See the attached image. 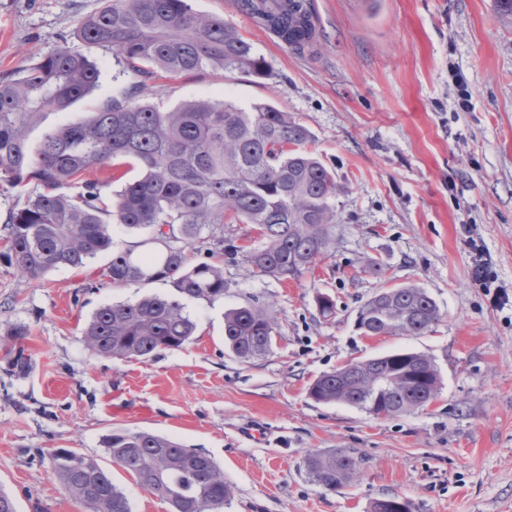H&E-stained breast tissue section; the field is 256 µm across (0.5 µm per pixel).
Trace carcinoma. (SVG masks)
<instances>
[{"label":"carcinoma","instance_id":"cac0c4a2","mask_svg":"<svg viewBox=\"0 0 512 512\" xmlns=\"http://www.w3.org/2000/svg\"><path fill=\"white\" fill-rule=\"evenodd\" d=\"M240 12L264 22L295 49L311 43L309 0H237ZM89 48L110 51L145 79L212 69L267 75L265 61L224 19L200 14L191 0H102L77 30ZM99 70L84 53L63 45L15 77L0 81V181H34L24 206L10 215L7 250L31 279L60 266L80 268L103 252L112 259L102 276L114 288L170 281L182 297L224 298V266L246 264L251 278L297 279L327 254L339 186L305 145L309 130L269 103L246 111L226 101L188 100L172 110L142 99L132 84L81 121L60 126L32 152L27 134L42 112H65L96 87ZM112 169L123 182L110 198L105 183L81 175ZM139 169V177L123 181ZM145 232L142 251L117 248L111 225ZM250 224L260 238L224 233ZM205 256L192 261L191 255ZM440 309L413 285L384 288L358 312L366 336H419ZM278 321L267 306L224 313V348L249 363L272 350ZM197 323L180 301L157 294L105 304L85 326L86 348L99 358L146 359L178 350ZM435 360L399 350L348 363L313 381L309 397L343 402L376 416L411 414L439 394ZM112 462L158 496L170 512H223L232 487L208 455L141 430L115 429L102 441ZM310 478L327 490L346 486L361 471L346 451L312 453ZM53 471L89 512H131L125 494L96 460L73 450L53 455ZM370 512H410L395 495L374 500Z\"/></svg>","mask_w":512,"mask_h":512}]
</instances>
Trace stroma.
Returning a JSON list of instances; mask_svg holds the SVG:
<instances>
[{"mask_svg": "<svg viewBox=\"0 0 512 512\" xmlns=\"http://www.w3.org/2000/svg\"><path fill=\"white\" fill-rule=\"evenodd\" d=\"M98 5L0 0V78L60 46L81 49L77 27ZM192 6L231 23L268 74L150 79L148 100L267 102L305 125L308 150L341 187L329 251L286 282L225 267L223 299L184 302L194 340L139 360L93 357L83 328L101 305L175 296L169 282L103 284L106 254L29 279L0 255V337L25 328L19 345L32 363L16 377L0 348V490L17 512H89L52 470L66 448L96 459L132 512H168L101 444L128 428L212 457L234 489L224 512H369L389 495L412 512H512V15L497 0H311L317 39L296 51L236 0ZM90 55L97 88L68 111L41 113L30 148L133 82L111 52ZM459 73L472 94L466 112L455 102ZM469 235L491 260L499 306L473 282ZM405 285L424 289L441 320L420 336L363 335L359 307ZM320 292L335 302L331 317L319 314ZM255 302L275 311L278 333L269 355L242 363L224 351V313ZM397 349L439 368L440 393L424 409L377 417L309 397L322 373ZM251 426L264 440L243 437ZM341 448L362 459L355 482L336 491L312 482L308 454Z\"/></svg>", "mask_w": 512, "mask_h": 512, "instance_id": "obj_1", "label": "stroma"}]
</instances>
